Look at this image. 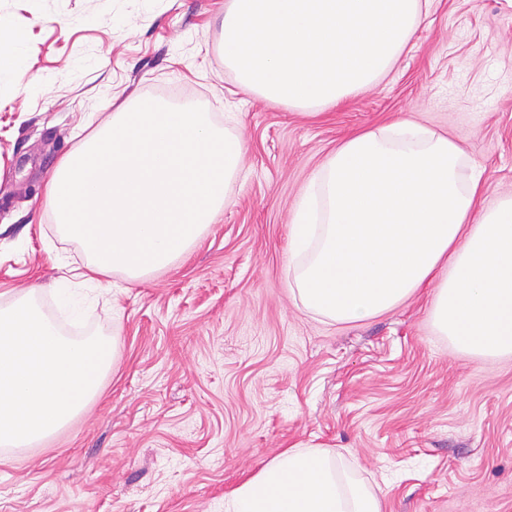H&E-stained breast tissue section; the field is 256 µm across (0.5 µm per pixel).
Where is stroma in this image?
<instances>
[{"label": "stroma", "instance_id": "stroma-1", "mask_svg": "<svg viewBox=\"0 0 512 512\" xmlns=\"http://www.w3.org/2000/svg\"><path fill=\"white\" fill-rule=\"evenodd\" d=\"M224 0H0V43L27 65L0 85V305L37 300L74 339H115L100 395L65 428L0 447V512H224L282 450L340 452L382 512H512V359L433 328L435 286L351 324L309 315L284 274L313 172L355 132L409 118L453 137L487 201L512 194V7L434 0L393 71L316 117L241 91ZM131 98H190L240 134L231 201L169 270L88 286L80 322L52 293L76 244L44 186Z\"/></svg>", "mask_w": 512, "mask_h": 512}]
</instances>
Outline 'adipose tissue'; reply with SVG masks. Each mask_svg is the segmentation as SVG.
<instances>
[{
    "label": "adipose tissue",
    "instance_id": "obj_1",
    "mask_svg": "<svg viewBox=\"0 0 512 512\" xmlns=\"http://www.w3.org/2000/svg\"><path fill=\"white\" fill-rule=\"evenodd\" d=\"M445 133L410 119L363 130L312 174L289 226L288 287L338 324L390 311L436 283L435 328L463 352L512 355V196L481 202ZM224 512H382L341 455L295 445L224 497Z\"/></svg>",
    "mask_w": 512,
    "mask_h": 512
}]
</instances>
